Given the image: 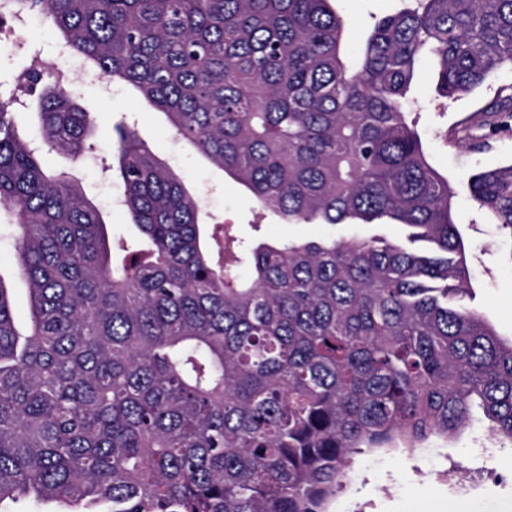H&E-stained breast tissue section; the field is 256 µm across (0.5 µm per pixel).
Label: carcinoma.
Segmentation results:
<instances>
[{
  "label": "carcinoma",
  "mask_w": 512,
  "mask_h": 512,
  "mask_svg": "<svg viewBox=\"0 0 512 512\" xmlns=\"http://www.w3.org/2000/svg\"><path fill=\"white\" fill-rule=\"evenodd\" d=\"M404 2L348 53L330 0H14L282 221L388 220L438 256L356 237L244 251L120 124L131 245L47 174L0 92V209L30 304L21 328L0 281V512H328L354 456L409 452L476 407L512 444V341L453 303V193L406 111L426 59L445 99L512 65V0ZM19 78L43 146L91 148L73 90L30 62ZM511 119L508 86L482 125ZM468 189L512 233V165Z\"/></svg>",
  "instance_id": "obj_1"
}]
</instances>
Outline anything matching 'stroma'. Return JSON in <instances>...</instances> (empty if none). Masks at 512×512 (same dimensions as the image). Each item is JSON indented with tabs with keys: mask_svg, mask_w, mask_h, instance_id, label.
I'll return each mask as SVG.
<instances>
[{
	"mask_svg": "<svg viewBox=\"0 0 512 512\" xmlns=\"http://www.w3.org/2000/svg\"><path fill=\"white\" fill-rule=\"evenodd\" d=\"M332 7L346 20L344 44L357 51L367 37L375 17L400 10L402 0H331ZM40 45L49 57L58 49L53 36L43 27L15 30L12 21L0 24V91L9 92L13 77L30 45ZM69 83L94 106L92 141L98 163L75 159L55 151L44 155V168L53 175L66 174L101 211L110 234L134 237L136 229L120 208L110 203L115 186L109 166L114 127L126 123L159 159L182 178L186 188L202 202L212 221L236 225L243 240L261 235L270 240H329L380 237L390 242L405 241L409 230L400 224H287L264 211L251 193L214 168L193 149L174 136L165 116L148 106L132 85L114 80L109 94L86 84L77 71ZM512 85V69L493 73L470 93L454 99L439 98L430 62H422L412 88L409 110L432 166L448 180L454 191L452 213L466 247L471 269L467 302L479 309L498 333L512 338V238L501 231L493 217L471 197L467 182L475 172L512 163V137L481 128L484 145L474 146L463 129L480 118V111L501 87ZM0 281L12 296L13 315L18 323L29 318L26 282L16 273L12 246L0 244ZM489 423L474 412L471 424L455 436L431 437L413 454L398 451L367 452L355 457L349 487L331 504L332 512H512V447L499 448L495 455L477 458L471 453ZM458 470L462 481H474L466 493H453L437 473Z\"/></svg>",
	"mask_w": 512,
	"mask_h": 512,
	"instance_id": "1",
	"label": "stroma"
}]
</instances>
